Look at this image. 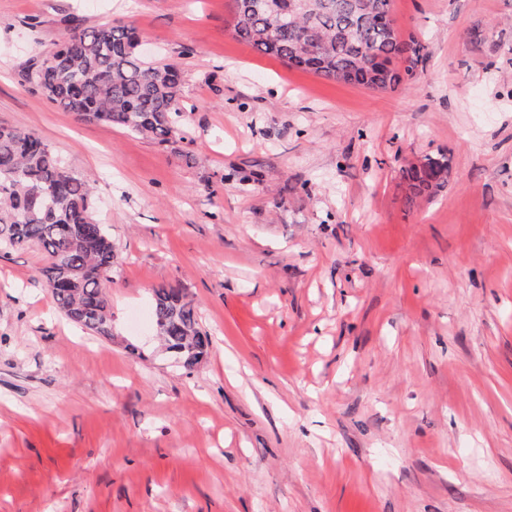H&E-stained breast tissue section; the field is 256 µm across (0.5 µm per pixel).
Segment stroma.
I'll return each instance as SVG.
<instances>
[{
	"label": "stroma",
	"mask_w": 512,
	"mask_h": 512,
	"mask_svg": "<svg viewBox=\"0 0 512 512\" xmlns=\"http://www.w3.org/2000/svg\"><path fill=\"white\" fill-rule=\"evenodd\" d=\"M393 18L424 59L370 91L237 41L230 0H0V124L93 178L117 254L109 341L56 310L41 250L0 247V512H512V0ZM120 22L182 69L168 141L31 79ZM163 283L212 338L195 369L146 341ZM424 160L427 163L421 171L413 168L403 170V179L408 183L410 189V195L407 197L408 204H413L418 198L433 195L442 187L448 176L450 166L447 156H428ZM435 169H439L440 176L433 181L432 174H434Z\"/></svg>",
	"instance_id": "35a3bbf8"
}]
</instances>
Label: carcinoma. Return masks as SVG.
I'll return each mask as SVG.
<instances>
[{
	"label": "carcinoma",
	"mask_w": 512,
	"mask_h": 512,
	"mask_svg": "<svg viewBox=\"0 0 512 512\" xmlns=\"http://www.w3.org/2000/svg\"><path fill=\"white\" fill-rule=\"evenodd\" d=\"M232 35L258 53L328 81L394 89L417 74L424 45L402 37L393 0H232ZM46 98L81 120L160 140L175 132L183 72L175 63L142 59L130 24L75 27L32 74ZM405 169L407 203L433 195L448 176L445 155ZM90 180L74 174L36 133L0 126V245L35 246L47 255V282L59 313L93 336H112L105 294L116 258L112 240L93 218ZM151 317L168 354L205 360L212 346L195 305L176 286L153 289Z\"/></svg>",
	"instance_id": "carcinoma-1"
}]
</instances>
